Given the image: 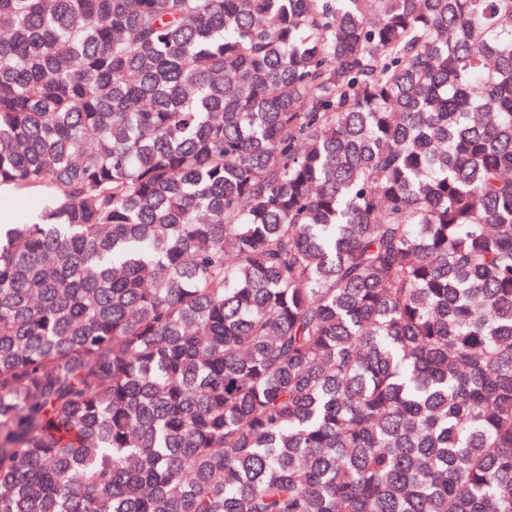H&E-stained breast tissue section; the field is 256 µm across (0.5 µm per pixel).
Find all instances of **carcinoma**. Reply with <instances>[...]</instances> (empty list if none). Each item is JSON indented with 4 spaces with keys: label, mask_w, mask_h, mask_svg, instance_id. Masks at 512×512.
<instances>
[{
    "label": "carcinoma",
    "mask_w": 512,
    "mask_h": 512,
    "mask_svg": "<svg viewBox=\"0 0 512 512\" xmlns=\"http://www.w3.org/2000/svg\"><path fill=\"white\" fill-rule=\"evenodd\" d=\"M0 512H512V0H0Z\"/></svg>",
    "instance_id": "cac0c4a2"
}]
</instances>
